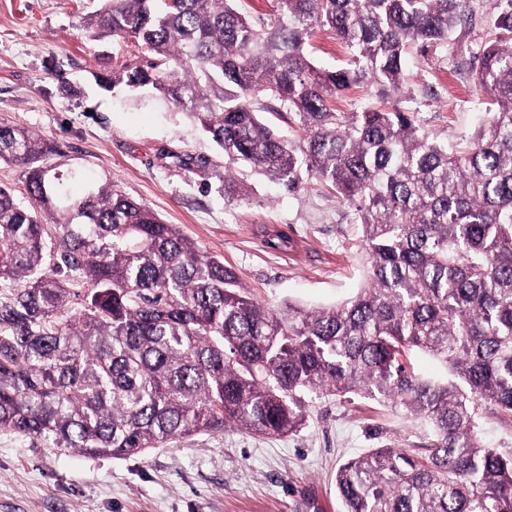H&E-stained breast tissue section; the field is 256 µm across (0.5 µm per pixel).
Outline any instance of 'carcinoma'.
Masks as SVG:
<instances>
[{"instance_id": "cac0c4a2", "label": "carcinoma", "mask_w": 512, "mask_h": 512, "mask_svg": "<svg viewBox=\"0 0 512 512\" xmlns=\"http://www.w3.org/2000/svg\"><path fill=\"white\" fill-rule=\"evenodd\" d=\"M235 2L107 0L83 26L141 56L98 84L147 87L193 119L224 154L232 202L250 200L244 167L291 195L330 187L362 228L365 285L331 307L261 303L117 186L89 179L71 195L81 170L47 165L43 138L0 125V161L23 169L28 194L0 187V432L123 458L226 427L295 434L312 400L357 395L424 422L432 443L342 464L343 512H512V455L482 425L489 407L512 418V0H491L498 37L469 74L492 108L464 145L390 96L410 47L442 54L467 0H279L258 20ZM325 28L345 65L309 51ZM354 87L367 101L338 111ZM274 103L298 139L261 121ZM414 352L442 374H416Z\"/></svg>"}]
</instances>
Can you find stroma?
<instances>
[{"mask_svg":"<svg viewBox=\"0 0 512 512\" xmlns=\"http://www.w3.org/2000/svg\"><path fill=\"white\" fill-rule=\"evenodd\" d=\"M103 4L0 0V124L26 125L53 146L51 162L118 184L222 257L262 302L313 307L353 296L366 277L361 228L334 191L314 183L290 195L251 170L249 203L229 202L223 156L182 112L138 91L98 87L97 74L139 55L134 42L82 27ZM470 6L473 22L454 30L447 57L409 64L393 99H415L424 129L453 143L473 132L488 101L462 63L494 38V6ZM172 152L207 164L178 167ZM264 224L289 227L297 251L265 247ZM429 441L423 424L357 396L315 401L294 435L228 427L123 459L35 448L0 432V512H342L339 465L386 445L419 455Z\"/></svg>","mask_w":512,"mask_h":512,"instance_id":"stroma-1","label":"stroma"}]
</instances>
